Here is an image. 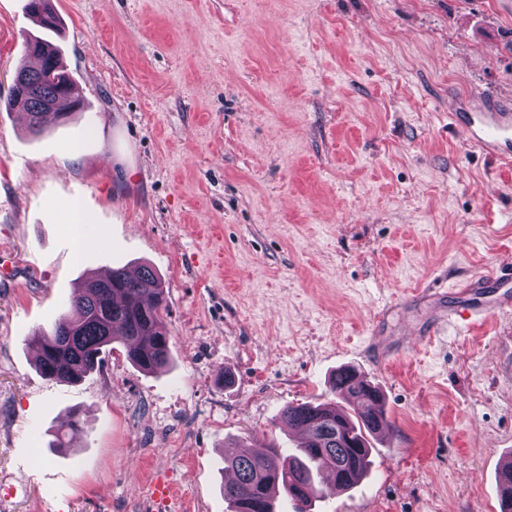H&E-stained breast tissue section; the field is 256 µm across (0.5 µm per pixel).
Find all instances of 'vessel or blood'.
<instances>
[{
  "mask_svg": "<svg viewBox=\"0 0 512 512\" xmlns=\"http://www.w3.org/2000/svg\"><path fill=\"white\" fill-rule=\"evenodd\" d=\"M468 140L501 160L512 158V107L492 96H481L466 110L461 122ZM500 289V296L484 302L477 298L481 288ZM456 305L440 309L431 325L420 330V338L441 335L448 328L470 327L512 310V265H499L458 284Z\"/></svg>",
  "mask_w": 512,
  "mask_h": 512,
  "instance_id": "vessel-or-blood-1",
  "label": "vessel or blood"
}]
</instances>
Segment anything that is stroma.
<instances>
[{
    "mask_svg": "<svg viewBox=\"0 0 512 512\" xmlns=\"http://www.w3.org/2000/svg\"><path fill=\"white\" fill-rule=\"evenodd\" d=\"M45 32L0 0V484L11 512H224V459L293 448L277 420L336 368L390 427L357 487L311 512H494L512 454V312L432 343L420 297L512 263V164L449 111L512 101V0H51ZM81 110L31 134L10 104L26 38ZM79 143L80 156L69 148ZM90 219L76 252L70 200ZM149 264L170 361L113 342L79 383L32 337L78 285ZM233 382L224 385V374ZM83 429L57 431L73 411Z\"/></svg>",
    "mask_w": 512,
    "mask_h": 512,
    "instance_id": "35a3bbf8",
    "label": "stroma"
}]
</instances>
